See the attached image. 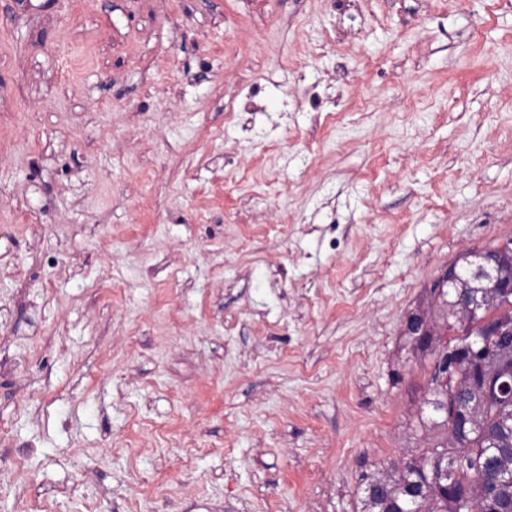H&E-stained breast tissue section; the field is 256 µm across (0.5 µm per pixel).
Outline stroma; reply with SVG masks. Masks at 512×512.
<instances>
[{
	"mask_svg": "<svg viewBox=\"0 0 512 512\" xmlns=\"http://www.w3.org/2000/svg\"><path fill=\"white\" fill-rule=\"evenodd\" d=\"M509 238L512 0H0V512H361ZM461 288L452 286L445 288L440 297V308L442 311L441 324H447V332L455 333V336H474L482 328L477 324V319L468 321L460 320V311L458 310L457 300ZM403 335L410 336L414 341L415 349L418 347L435 346L437 336L430 330L429 315L425 310L417 309L410 312L403 322Z\"/></svg>",
	"mask_w": 512,
	"mask_h": 512,
	"instance_id": "obj_1",
	"label": "stroma"
}]
</instances>
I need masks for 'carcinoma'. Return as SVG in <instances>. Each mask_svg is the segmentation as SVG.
<instances>
[{"label":"carcinoma","mask_w":512,"mask_h":512,"mask_svg":"<svg viewBox=\"0 0 512 512\" xmlns=\"http://www.w3.org/2000/svg\"><path fill=\"white\" fill-rule=\"evenodd\" d=\"M494 270L500 283L512 285V239L495 253ZM458 294L450 286L439 301L440 323L455 333L449 351L459 346V337L481 331L477 320H460ZM487 306L512 321V295H491ZM476 401L478 425L460 428L462 410ZM425 404L430 417H419V426L433 435L390 472L370 477L362 512H512V484L498 479L500 471L512 470V389L488 383L478 369L447 382L434 371Z\"/></svg>","instance_id":"cac0c4a2"}]
</instances>
